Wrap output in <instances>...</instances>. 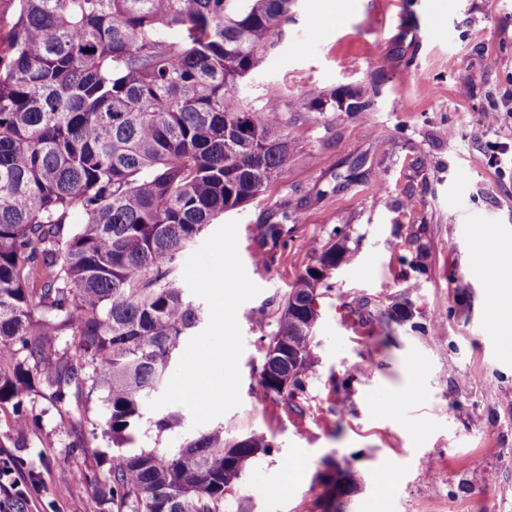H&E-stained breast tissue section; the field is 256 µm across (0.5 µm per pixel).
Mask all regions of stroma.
I'll return each instance as SVG.
<instances>
[{
  "label": "stroma",
  "instance_id": "35a3bbf8",
  "mask_svg": "<svg viewBox=\"0 0 512 512\" xmlns=\"http://www.w3.org/2000/svg\"><path fill=\"white\" fill-rule=\"evenodd\" d=\"M435 3L294 0L281 41L240 86L256 109L267 94L284 98L296 145L263 194L223 216L238 223L239 257L260 292L237 310L242 403L214 423L274 445L239 487L246 512H512V358L488 315L512 259L493 276L478 259L512 240V165H492L486 149L512 140V116L496 130L478 124L512 97V0H447L440 15ZM345 88L369 100L363 115L308 108L309 93ZM285 209L298 223L262 246L261 225ZM338 234L350 253L321 287L296 413L260 392L264 341L292 283ZM397 303L410 320L385 326ZM34 406L39 422L26 428L0 407V444L38 480L24 512H116L92 499L88 452L74 445L105 420L102 399L87 415L40 394ZM172 410L181 426L158 434L149 411L136 447L173 451L194 433L190 411ZM291 460L298 476L287 484ZM340 466L360 481L331 502L326 483Z\"/></svg>",
  "mask_w": 512,
  "mask_h": 512
}]
</instances>
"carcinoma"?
Masks as SVG:
<instances>
[{
    "instance_id": "cac0c4a2",
    "label": "carcinoma",
    "mask_w": 512,
    "mask_h": 512,
    "mask_svg": "<svg viewBox=\"0 0 512 512\" xmlns=\"http://www.w3.org/2000/svg\"><path fill=\"white\" fill-rule=\"evenodd\" d=\"M0 32V405L36 418L104 394L116 512H241L238 483L271 452L216 426L180 448H133L147 398L202 321L180 256L290 162L286 103L255 111L237 85L284 35L291 0H11ZM346 111L369 106L347 88ZM82 220L76 221V213ZM339 240L316 264L347 260ZM323 277L306 268L269 336L259 385L294 403L313 364ZM70 337L57 348L54 337Z\"/></svg>"
}]
</instances>
